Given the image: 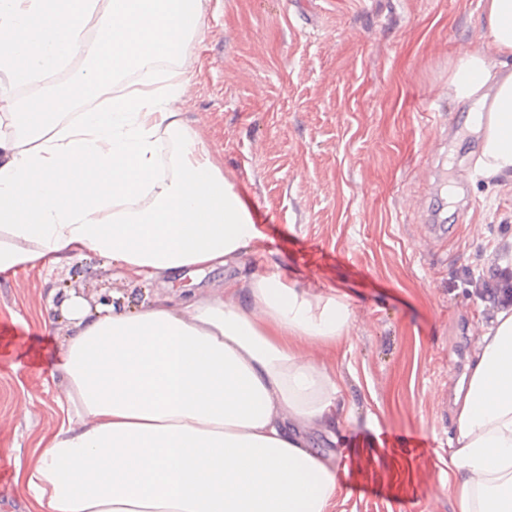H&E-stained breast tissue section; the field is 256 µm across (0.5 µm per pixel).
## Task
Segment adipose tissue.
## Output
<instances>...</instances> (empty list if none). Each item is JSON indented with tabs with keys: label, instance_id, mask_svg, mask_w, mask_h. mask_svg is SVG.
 Here are the masks:
<instances>
[{
	"label": "adipose tissue",
	"instance_id": "obj_1",
	"mask_svg": "<svg viewBox=\"0 0 512 512\" xmlns=\"http://www.w3.org/2000/svg\"><path fill=\"white\" fill-rule=\"evenodd\" d=\"M201 13L202 0H0V73L26 82L83 63L58 94L0 95V271L92 251L155 289L135 309L58 302L65 419L23 472L42 512H329L374 459L312 440L340 443L351 412L342 377L298 347L347 335L348 295L278 271L242 278L260 232L179 119L188 80L112 91L118 71L181 58ZM482 22L495 56L456 58L448 94L477 114L476 171L512 180V0H484ZM217 269L208 296L166 292L170 276ZM455 404L458 512H512L511 307Z\"/></svg>",
	"mask_w": 512,
	"mask_h": 512
}]
</instances>
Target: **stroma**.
I'll list each match as a JSON object with an SVG mask.
<instances>
[{
	"label": "stroma",
	"mask_w": 512,
	"mask_h": 512,
	"mask_svg": "<svg viewBox=\"0 0 512 512\" xmlns=\"http://www.w3.org/2000/svg\"><path fill=\"white\" fill-rule=\"evenodd\" d=\"M481 0H203L199 35L157 74L192 84L181 121L250 206L263 235L262 269L299 287L339 289L354 317L337 347L302 353L341 375L352 412L346 433L380 448L375 477L341 489L330 512H456L445 472L454 394L493 317L468 285L477 252L496 262L512 242V186L470 176L457 224L460 158L476 159L468 106L448 96L460 54L493 55ZM14 83L20 101L66 85L79 69ZM459 123L438 158L428 101ZM455 236L423 251L424 210ZM135 304L142 288L113 278L94 253L51 270L0 272V512H37L16 480L61 411L50 376L64 328L44 333L52 295Z\"/></svg>",
	"instance_id": "obj_1"
}]
</instances>
